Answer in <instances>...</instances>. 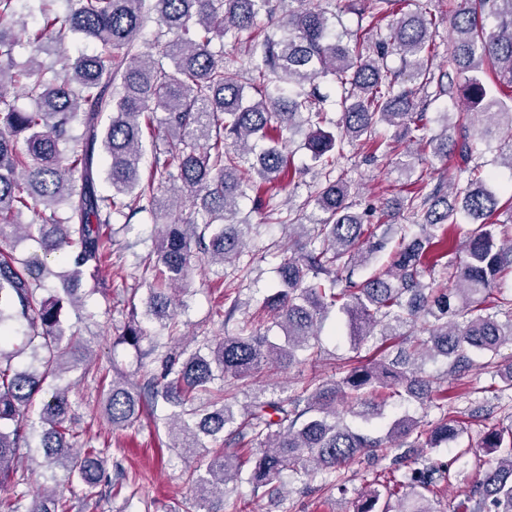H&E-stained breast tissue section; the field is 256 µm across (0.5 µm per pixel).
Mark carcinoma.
I'll list each match as a JSON object with an SVG mask.
<instances>
[{"label":"carcinoma","mask_w":512,"mask_h":512,"mask_svg":"<svg viewBox=\"0 0 512 512\" xmlns=\"http://www.w3.org/2000/svg\"><path fill=\"white\" fill-rule=\"evenodd\" d=\"M42 25L29 33L34 54L16 66L17 40L4 25L13 0H0V239L21 232L45 253L68 251L67 269L54 274L62 292L44 296L50 275L38 257L20 259L0 251V485L17 474L20 450L28 447L34 423L24 408L48 381L76 366V348L63 343V303L77 305V284L96 279L112 255V240L102 228L113 217L148 212L166 220L154 252L155 282L148 284L144 316L170 332L178 327L176 300L166 286L188 281L200 262L234 264L244 254L245 231L239 218L241 200L274 184L291 167L280 145L298 120L309 126L306 146L325 171L314 202L320 216L299 224L290 254L279 265L278 291L266 302L268 319L284 336L277 343L244 323L234 336L218 343L205 336L195 351H170L161 358L163 373L140 384L115 371L111 382L100 377L104 416L114 429L137 423L144 401L158 398L175 407L165 427L178 455L211 453L205 471L189 468L184 481L195 490L200 512H224V493L231 482L246 477L253 489L287 472L339 485L341 471L364 455L387 456V443L397 447L438 448L459 438L464 429L443 419L432 429L405 415L385 436L366 428L384 418L389 400L402 405L447 399L436 379L418 360L443 357L455 379L464 378L474 357L498 368L504 347L512 348V298L488 299L499 282L512 277V227L493 220L499 198L492 175H483L479 159L494 130H512V0H458L448 44V70L435 73L432 20L421 12L402 13L391 24L379 49L368 47L363 26L342 37L333 33L322 11L278 13L270 0H71L61 17L41 0ZM399 0H357V13L373 20L389 14ZM266 11L279 37L255 32ZM495 21L485 30L484 19ZM155 25L150 48L142 35ZM80 33L97 43L92 55H65L69 36ZM249 41L248 68L214 54V38ZM400 55L404 68L435 85L438 99L457 89L465 111L443 115L444 134H427L426 112L415 91L401 86L400 73L386 63L388 50ZM62 58L57 71L38 60L39 53ZM320 80L342 89L338 132L322 128V100L316 91L293 88ZM288 85V94H273L269 85ZM21 89L32 107L21 109L11 91ZM254 90L260 98L246 95ZM108 122H103L104 117ZM82 127L80 138L71 135ZM386 125L413 135L425 152L438 159L459 157L448 176V190L423 189L406 197V209L424 211L417 230H403L384 268L365 278L387 244L379 225L351 211L352 185L331 177L336 157L347 144L376 142L377 127ZM166 141L163 157H154L148 180L142 178L144 130ZM24 149H18V141ZM388 152L396 151L393 144ZM106 162L109 192L97 190L99 155ZM191 200L193 218L180 217L183 199ZM34 219L22 224L23 211ZM464 217L475 225L466 233L461 257L446 261L449 230ZM440 268L452 286L423 280ZM136 293L127 298L130 320L119 339L133 346L148 338L138 321ZM348 317L354 349L374 343L377 350L421 322L428 337L387 362L350 359L338 381L308 380L296 397L268 400L253 393L242 412L234 410L236 393L212 388L228 376L247 384L269 365L303 364L312 370L323 363L318 336L329 309ZM21 318L26 330L20 344L9 348L12 323ZM26 354L25 364L16 358ZM351 404L355 428L336 413L337 400ZM68 391L55 389L42 402L40 448L43 466L60 468L63 480L80 481L85 497L98 494L107 482L106 460L87 445L73 452L74 434L67 426ZM248 435L261 449L254 455L210 451L207 441L230 445ZM486 448L498 454L481 482L459 503L460 512H512V425L489 431ZM448 466L420 460L395 481L392 496L403 492L400 512H429L424 492L448 480ZM70 500L51 491L36 494L25 512H71Z\"/></svg>","instance_id":"obj_1"}]
</instances>
